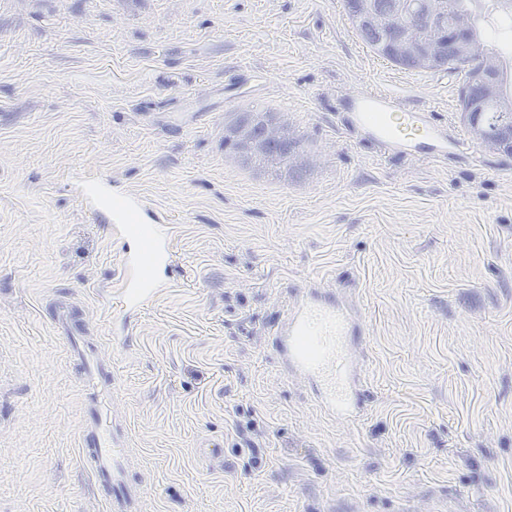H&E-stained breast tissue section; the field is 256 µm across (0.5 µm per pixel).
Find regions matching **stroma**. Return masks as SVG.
Instances as JSON below:
<instances>
[{"label":"stroma","mask_w":512,"mask_h":512,"mask_svg":"<svg viewBox=\"0 0 512 512\" xmlns=\"http://www.w3.org/2000/svg\"><path fill=\"white\" fill-rule=\"evenodd\" d=\"M463 81L379 56L343 0H0V512H104L57 305L118 375L144 512H512V156L341 122L374 85L472 139ZM256 113L291 167L226 144ZM76 168L176 229L175 285L122 341L121 246ZM305 283L368 319L357 422L269 346Z\"/></svg>","instance_id":"stroma-1"}]
</instances>
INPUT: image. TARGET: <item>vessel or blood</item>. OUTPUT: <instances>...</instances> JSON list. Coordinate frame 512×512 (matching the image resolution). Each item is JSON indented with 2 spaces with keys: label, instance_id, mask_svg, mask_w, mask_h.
I'll list each match as a JSON object with an SVG mask.
<instances>
[{
  "label": "vessel or blood",
  "instance_id": "b4317fda",
  "mask_svg": "<svg viewBox=\"0 0 512 512\" xmlns=\"http://www.w3.org/2000/svg\"><path fill=\"white\" fill-rule=\"evenodd\" d=\"M342 120L368 142L408 155L442 159L472 150L464 139L448 136L430 108L407 107L391 93L373 88L350 101ZM72 180L79 204L96 221L114 225L120 240L131 246L120 273L126 317L118 328L119 334H129L133 315L157 294L160 273H172L176 266L172 252L151 231L160 211L142 197L113 192L105 178L77 172ZM56 318L82 365L80 382L89 395L79 451L96 493L106 512H143L145 487L125 465L127 429L117 424L109 408L113 369L82 345L80 323L69 310H58ZM365 333L362 320L334 293L303 288L271 343L284 369L313 386L321 407L353 422L367 409L362 369L353 356Z\"/></svg>",
  "mask_w": 512,
  "mask_h": 512
}]
</instances>
